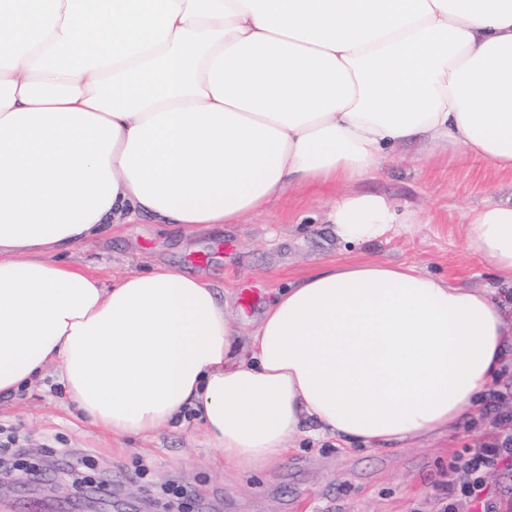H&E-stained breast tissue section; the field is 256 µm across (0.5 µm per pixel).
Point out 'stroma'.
Masks as SVG:
<instances>
[{
    "mask_svg": "<svg viewBox=\"0 0 512 512\" xmlns=\"http://www.w3.org/2000/svg\"><path fill=\"white\" fill-rule=\"evenodd\" d=\"M416 153V147L401 148L360 188L416 213L417 223L360 247L338 242L326 222L336 189L303 185L288 188L238 224L187 235L141 217L61 258L103 276L139 273L155 262L205 275L231 293L229 312L244 332L278 288L321 264L412 262L450 285L495 290L507 304L512 350V285L471 255L464 230L471 209L512 199V172L470 161L454 149L428 159ZM246 287L258 291L248 306L241 299ZM488 403L481 398L469 419L404 450L344 454L308 423L278 467L244 473L225 469L223 457L207 447L192 421L149 440H112L67 404L49 375L18 396L0 398V444L14 437L43 477L41 485L27 486L23 474H14L13 488L0 492V512H24L26 502L40 504V512H114L117 498L126 501L125 512H442L449 462L512 432L496 421ZM78 476L87 485L56 496L57 485Z\"/></svg>",
    "mask_w": 512,
    "mask_h": 512,
    "instance_id": "obj_1",
    "label": "stroma"
}]
</instances>
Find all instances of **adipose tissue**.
Segmentation results:
<instances>
[{
	"label": "adipose tissue",
	"instance_id": "1",
	"mask_svg": "<svg viewBox=\"0 0 512 512\" xmlns=\"http://www.w3.org/2000/svg\"><path fill=\"white\" fill-rule=\"evenodd\" d=\"M412 144L512 171V0H0V397L49 370L112 438L191 415L244 472L308 420L351 450L442 435L512 359L488 290L328 263L243 345L208 278L57 258L137 216L237 224L302 183L342 186L339 241L380 240L415 215L356 186ZM465 235L512 283V200Z\"/></svg>",
	"mask_w": 512,
	"mask_h": 512
}]
</instances>
